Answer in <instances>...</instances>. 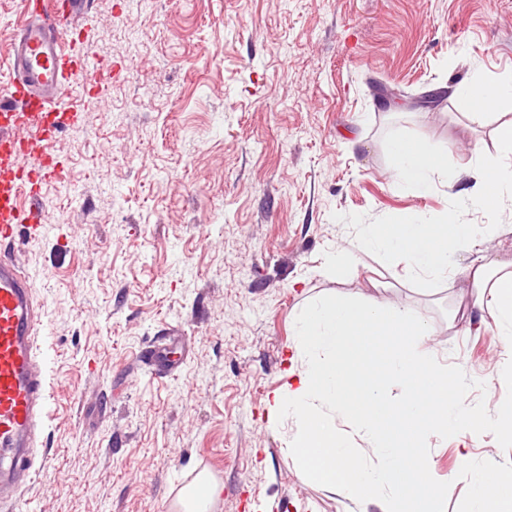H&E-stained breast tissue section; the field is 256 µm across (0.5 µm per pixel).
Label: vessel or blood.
<instances>
[{
  "label": "vessel or blood",
  "mask_w": 512,
  "mask_h": 512,
  "mask_svg": "<svg viewBox=\"0 0 512 512\" xmlns=\"http://www.w3.org/2000/svg\"><path fill=\"white\" fill-rule=\"evenodd\" d=\"M91 2L28 0L27 21L0 32L10 46V79L0 83V512H11L35 471L48 397L35 284L13 251L23 232L48 223L42 188L63 175L51 144L83 112L81 103L62 108L59 100L74 86L104 80L63 40L64 29L85 17ZM172 350L169 343L153 344L139 360L170 375L179 366Z\"/></svg>",
  "instance_id": "vessel-or-blood-1"
}]
</instances>
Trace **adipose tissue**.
Wrapping results in <instances>:
<instances>
[{"mask_svg":"<svg viewBox=\"0 0 512 512\" xmlns=\"http://www.w3.org/2000/svg\"><path fill=\"white\" fill-rule=\"evenodd\" d=\"M451 96L457 110L466 114L491 109L512 102V79L491 82L476 76L455 86ZM389 153L396 186L417 196L428 195L436 185L451 187L458 181L447 160L421 140L396 138L389 145ZM477 167L481 179L469 199L485 210L497 208L504 195L512 193V124L499 130L496 158L478 160ZM471 235V225L461 222L456 212L444 214L437 224L407 213L391 224L367 225L364 243L384 262H403L407 277L426 281L447 274L451 252L464 246ZM472 279L487 292L500 319L511 325L512 270L485 263L473 269ZM473 512H512V471L481 478Z\"/></svg>","mask_w":512,"mask_h":512,"instance_id":"ef3b65f1","label":"adipose tissue"}]
</instances>
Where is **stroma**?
<instances>
[{
	"instance_id": "1",
	"label": "stroma",
	"mask_w": 512,
	"mask_h": 512,
	"mask_svg": "<svg viewBox=\"0 0 512 512\" xmlns=\"http://www.w3.org/2000/svg\"><path fill=\"white\" fill-rule=\"evenodd\" d=\"M73 43L105 87L52 143L64 177L50 220L17 254L37 287L50 396L45 465L14 512H174L201 476L211 512H380L308 480L269 421L288 383L295 322L335 294L399 306L431 329L495 412L512 334L476 304L471 266L512 264V199L460 201L497 154L512 103L459 112L458 82L512 77V0H93ZM427 142L455 187L396 188L387 143ZM471 224L447 276H403L363 244L368 224L450 209ZM173 377L137 364L168 330ZM446 512L475 479L512 469L493 434L429 437Z\"/></svg>"
}]
</instances>
